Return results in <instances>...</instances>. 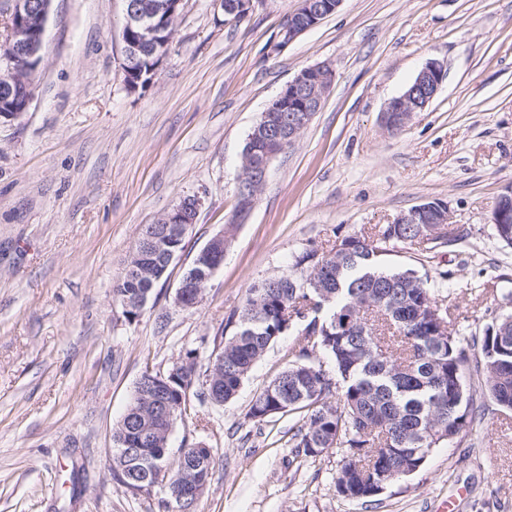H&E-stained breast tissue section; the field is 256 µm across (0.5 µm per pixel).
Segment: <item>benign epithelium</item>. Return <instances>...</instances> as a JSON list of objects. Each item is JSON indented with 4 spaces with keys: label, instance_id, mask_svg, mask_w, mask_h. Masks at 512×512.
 <instances>
[{
    "label": "benign epithelium",
    "instance_id": "1",
    "mask_svg": "<svg viewBox=\"0 0 512 512\" xmlns=\"http://www.w3.org/2000/svg\"><path fill=\"white\" fill-rule=\"evenodd\" d=\"M124 27L122 31L123 71L127 85L134 88L141 69V58L147 45L159 34V20L178 16L182 0H122ZM342 0H304V10L287 14L281 25L276 47L283 48L322 20L335 13ZM51 0H8L7 37L0 46V119H14L26 112L33 100L31 81L41 63L46 23ZM446 76L443 63L429 60L417 74L419 89L391 99L382 112V124L391 133L401 130L412 116L423 111L433 100ZM334 80L333 70L326 65L302 69L288 82L293 93L294 107H283L274 100L262 113L243 152L241 173L238 178L237 206L229 222V229L215 234L201 249L208 257L207 269L198 272L195 280H181L175 294V304L190 310L203 298L202 284L209 282L224 263V251L232 241V227L245 223L256 203L258 192L266 183L270 163L279 154L292 147L303 129L318 112ZM201 206L194 196L182 198L158 220L166 225L159 235L155 226L143 230L138 240V257L161 251L169 246L171 237L187 236L196 224ZM396 224H448L450 214L443 202L423 203L398 216ZM492 224H512V186L497 198L492 210ZM182 462L179 481L183 495L202 496L207 485L200 481L193 464L186 455L179 454Z\"/></svg>",
    "mask_w": 512,
    "mask_h": 512
}]
</instances>
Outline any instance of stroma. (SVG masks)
<instances>
[{
    "label": "stroma",
    "instance_id": "1",
    "mask_svg": "<svg viewBox=\"0 0 512 512\" xmlns=\"http://www.w3.org/2000/svg\"><path fill=\"white\" fill-rule=\"evenodd\" d=\"M300 0H258L243 19L218 0H184L168 54L145 88L122 69V0H52L33 101L0 120V512H166L164 493L127 491L107 457L145 367L187 350L208 365L230 315L259 281L305 250L439 199L459 244H399L441 289L454 321L479 327L512 292V248L491 225L512 185V0H343L285 48ZM447 67L429 106L398 133L380 122L428 60ZM334 81L297 143L271 163L246 223L202 302L174 304L195 254L228 228L241 156L262 112L302 69ZM201 201L187 246L139 318L113 295L144 225L182 197ZM296 355L273 344L221 406L195 404L167 459L203 442L216 466L197 512H512V411L487 402L476 431L431 451L378 501L336 493L338 449L299 461L298 413L265 422L252 399Z\"/></svg>",
    "mask_w": 512,
    "mask_h": 512
}]
</instances>
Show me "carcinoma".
Wrapping results in <instances>:
<instances>
[{
  "mask_svg": "<svg viewBox=\"0 0 512 512\" xmlns=\"http://www.w3.org/2000/svg\"><path fill=\"white\" fill-rule=\"evenodd\" d=\"M461 240L437 224H383L370 235H351L338 247L310 249L295 259L300 273L262 280L249 289L235 333L217 357L209 394L232 400L255 363L281 336L297 332L299 356L252 401L249 417L264 422L302 412L288 442L317 456L342 448L337 493L373 501L417 472L432 449L479 425L484 398L512 409V311L502 312L468 337L448 322L427 279L383 257L397 243L453 246ZM169 276L165 253L126 271L115 295L134 300ZM322 360L313 362L311 355ZM330 364L332 369L325 368ZM178 380L163 397L198 395L195 351L180 362ZM171 423L160 402L134 389L127 412L112 431L113 457L124 484L149 486L152 468L167 462Z\"/></svg>",
  "mask_w": 512,
  "mask_h": 512,
  "instance_id": "obj_1",
  "label": "carcinoma"
}]
</instances>
